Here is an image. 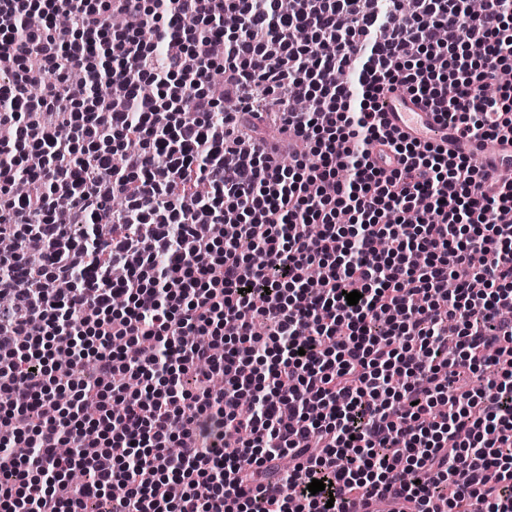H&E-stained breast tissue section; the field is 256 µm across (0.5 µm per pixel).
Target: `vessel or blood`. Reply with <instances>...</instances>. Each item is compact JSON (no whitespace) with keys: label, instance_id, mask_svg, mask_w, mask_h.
I'll list each match as a JSON object with an SVG mask.
<instances>
[{"label":"vessel or blood","instance_id":"vessel-or-blood-1","mask_svg":"<svg viewBox=\"0 0 512 512\" xmlns=\"http://www.w3.org/2000/svg\"><path fill=\"white\" fill-rule=\"evenodd\" d=\"M383 111L384 120L393 133L418 139L447 141L450 151L468 154L489 177L500 181L512 180V136L503 135L490 146L453 139L449 129L444 128L430 108L396 98L392 93L385 95Z\"/></svg>","mask_w":512,"mask_h":512}]
</instances>
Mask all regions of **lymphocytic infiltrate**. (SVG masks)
I'll return each instance as SVG.
<instances>
[{"mask_svg":"<svg viewBox=\"0 0 512 512\" xmlns=\"http://www.w3.org/2000/svg\"><path fill=\"white\" fill-rule=\"evenodd\" d=\"M511 71L512 0H0V512H512V187L380 106Z\"/></svg>","mask_w":512,"mask_h":512,"instance_id":"f902f5d3","label":"lymphocytic infiltrate"}]
</instances>
